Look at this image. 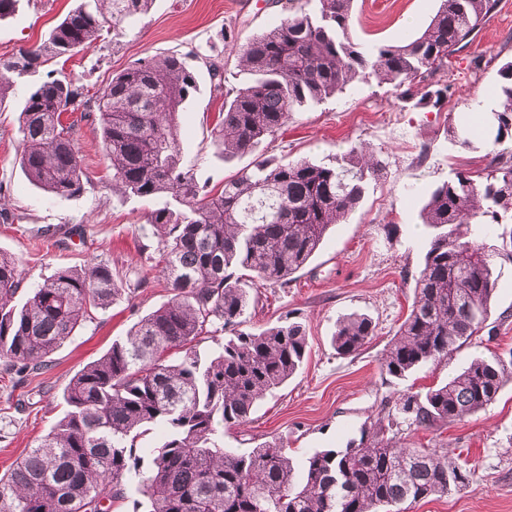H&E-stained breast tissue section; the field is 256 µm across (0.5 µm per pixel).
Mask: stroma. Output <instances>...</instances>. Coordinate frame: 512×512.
<instances>
[{
    "label": "stroma",
    "instance_id": "obj_1",
    "mask_svg": "<svg viewBox=\"0 0 512 512\" xmlns=\"http://www.w3.org/2000/svg\"><path fill=\"white\" fill-rule=\"evenodd\" d=\"M289 0H153L137 28L118 42H101L64 65L77 83L96 90L137 60L173 50H204L223 65L231 83L243 81L236 58L222 38L238 41L279 20ZM75 5V0H23L15 15L0 21V56L39 44ZM440 0H354L351 35L365 47L399 43L420 32ZM512 60V0L498 6L466 47L448 59L443 77L451 87L444 103H421L417 92L377 82H357L343 93L293 114L275 139L259 150L270 157L307 158L325 164L363 143L383 163L367 186L350 223L329 229L309 265L288 284L251 292L244 318L258 328L288 316L305 324L310 353L297 376L267 394L249 423L226 430L225 447L240 452L283 440L302 455L360 439L380 411L394 409L400 395L423 393L466 367L472 358L512 355V262L494 257L499 273L491 301L492 334L473 337L438 368L423 367L397 380L380 370L385 349L408 315L428 231L420 212L437 184L461 170L489 166L485 150H465L449 127L471 112L496 109L498 70ZM200 90L178 116L181 162L197 177L219 184L248 166L250 157L224 158L212 133L223 98L210 89L198 66ZM44 72L25 75L0 102V209L15 215L0 223V252L19 259L28 284L43 282L62 267L92 261L112 267L130 293L96 313L79 336L54 353L48 373L31 379V404L18 406L17 393L0 382V474L12 468L64 413L62 394L74 374L101 357L114 339L170 297L163 283L137 287L151 262L142 228L150 205L112 185V164L100 147L98 114L87 111L76 137L89 181L77 196L59 198L32 186L20 164L19 115L30 87ZM394 232H386V225ZM360 312L372 317L375 338L359 354L338 356L331 337L338 321ZM402 442L437 447L450 460L475 469L470 484L445 496L408 504L406 512H512V383L478 413L431 430L402 427Z\"/></svg>",
    "mask_w": 512,
    "mask_h": 512
}]
</instances>
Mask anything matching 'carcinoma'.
<instances>
[{
    "mask_svg": "<svg viewBox=\"0 0 512 512\" xmlns=\"http://www.w3.org/2000/svg\"><path fill=\"white\" fill-rule=\"evenodd\" d=\"M152 0H78L34 48L0 57V103L14 79L41 68L20 112V165L44 192L80 194L84 159L63 116L99 112L100 144L112 184L154 204L146 213L158 256L154 278L169 300L78 371L63 391L64 416L0 476V512H113L132 479L146 512H404L402 505L464 486L471 468L436 448H409L393 429L450 425L495 401L512 381V359L476 357L425 394H404L360 440L315 450L297 460L280 440L249 452L224 448V429L245 424L258 402L305 363V326L290 319L243 330L249 289L287 284L320 249L328 229L344 224L382 168L369 147H352L334 164L256 156L250 167L208 186L180 162L178 113L198 90L190 56L140 60L95 93L51 68L118 39L145 16ZM497 0H441L420 33L370 49L350 33L353 0H302L272 26L232 44L246 80L231 85L212 59L202 60L213 92L224 97L213 144L226 157L253 154L293 113L336 96L356 80L397 88L430 81L496 7ZM501 109L484 127L449 128L463 149L489 151L512 137V61L499 69ZM429 237L412 308L381 362L402 379L436 367L486 327L497 285L493 254L512 261V154L457 172L423 208ZM500 244L487 246L486 239ZM18 261L0 252V374L11 387L53 367L52 354L94 313L122 294L123 280L96 262L60 268L24 289ZM365 313L340 321L336 354H358L375 336ZM223 333L208 357L198 339ZM162 439L145 452L137 440L153 428Z\"/></svg>",
    "mask_w": 512,
    "mask_h": 512,
    "instance_id": "1",
    "label": "carcinoma"
}]
</instances>
